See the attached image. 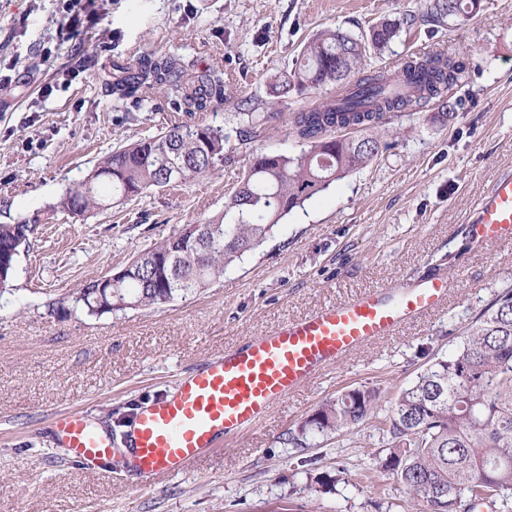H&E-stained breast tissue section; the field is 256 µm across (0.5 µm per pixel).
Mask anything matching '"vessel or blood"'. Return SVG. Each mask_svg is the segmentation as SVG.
<instances>
[{"instance_id": "b4317fda", "label": "vessel or blood", "mask_w": 512, "mask_h": 512, "mask_svg": "<svg viewBox=\"0 0 512 512\" xmlns=\"http://www.w3.org/2000/svg\"><path fill=\"white\" fill-rule=\"evenodd\" d=\"M474 243H512V173L497 177L467 226ZM447 278L430 273L368 289L283 323L215 357L133 416L122 443L77 412L52 419L56 442L83 464L107 468L115 454L141 484L188 470L224 439L252 427L288 394L362 345L399 333L447 300Z\"/></svg>"}]
</instances>
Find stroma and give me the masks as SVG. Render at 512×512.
Segmentation results:
<instances>
[{"label": "stroma", "instance_id": "obj_1", "mask_svg": "<svg viewBox=\"0 0 512 512\" xmlns=\"http://www.w3.org/2000/svg\"><path fill=\"white\" fill-rule=\"evenodd\" d=\"M91 2L98 23L68 31L60 0H0V224L38 225L0 292V512H419V498L377 472L382 436L373 422L308 437L303 448L288 445V432L352 388L394 398L452 354L464 326L512 287V247L479 244L447 259L478 199L512 172V0H482L462 22L416 25L376 59L391 69L431 50L463 60L468 72L448 91L453 117L433 104L398 113L393 148L293 210L210 288L99 316L72 303L86 281L222 211L252 153L300 152L288 112L333 89L277 99L269 81L294 68L309 38L328 27L357 35L384 18L421 14L426 0ZM168 51L218 64L230 99L187 114L151 90L138 110L118 107L104 85L113 62ZM47 85L52 94L41 96ZM267 112L279 120L248 144L230 142L235 161L214 176L109 209L60 205L118 146L178 120L230 128ZM433 265L451 285L445 307L330 366L185 474L136 488L122 466L72 462L48 433L53 413L75 411L121 440L139 408L172 394L201 363Z\"/></svg>", "mask_w": 512, "mask_h": 512}]
</instances>
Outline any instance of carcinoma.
I'll return each instance as SVG.
<instances>
[{"label": "carcinoma", "instance_id": "1", "mask_svg": "<svg viewBox=\"0 0 512 512\" xmlns=\"http://www.w3.org/2000/svg\"><path fill=\"white\" fill-rule=\"evenodd\" d=\"M481 0H432L421 17L385 19L354 35L328 28L309 40L294 71L271 77L272 92L307 91L332 86L340 95L290 113L302 141L297 155L254 153L224 210L187 224L168 239L141 251L112 289L98 300L99 281L91 279L75 302L91 315L124 310V303L162 307L197 293L259 247L295 208L367 165L393 142L373 130L389 115L431 102L448 108L446 93L466 69L463 61L436 51L409 56L394 70L361 72L373 53L381 56L400 38L403 26L420 19L441 23L463 19ZM115 100L138 106L143 89H159L184 112H206L228 100L219 67L201 68L175 51L148 54L135 65L113 64L108 84ZM276 114L250 115L245 129H223L175 122L155 136L119 147L103 158L87 180L71 187L61 206L82 213L138 198L157 188L211 175L231 156L225 145L257 137ZM354 130L342 137L337 131ZM169 155L174 167L157 162ZM36 225L0 224V261L13 263L19 239L31 242ZM451 355L438 358L401 390L384 415L377 412L376 388L345 391L308 416L289 442L307 447L310 435L341 432L373 418L387 437L378 467L420 498L423 512H471L478 504L512 512V288L499 292L465 327Z\"/></svg>", "mask_w": 512, "mask_h": 512}]
</instances>
